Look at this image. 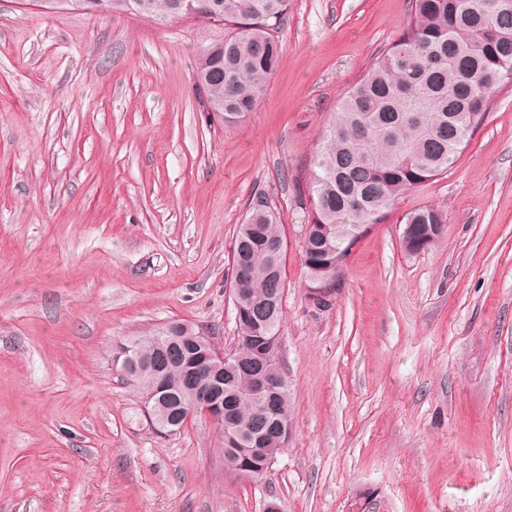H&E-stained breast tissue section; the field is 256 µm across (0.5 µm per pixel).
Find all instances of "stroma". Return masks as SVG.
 <instances>
[{"label":"stroma","instance_id":"obj_1","mask_svg":"<svg viewBox=\"0 0 512 512\" xmlns=\"http://www.w3.org/2000/svg\"><path fill=\"white\" fill-rule=\"evenodd\" d=\"M408 13L290 0L281 64L228 129L195 86L228 26L0 0V512H512V84L357 244L333 307L306 296L318 136ZM260 198L287 242L296 418L241 483L223 428L157 430L116 357L172 322L232 348V246ZM429 206L442 238L404 252ZM404 220L401 244L403 249L410 254L420 253L413 251L414 240L423 241L427 247H431L442 237L445 224H447L444 212L434 207L407 213Z\"/></svg>","mask_w":512,"mask_h":512}]
</instances>
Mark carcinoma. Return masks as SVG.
Instances as JSON below:
<instances>
[{"label": "carcinoma", "instance_id": "obj_1", "mask_svg": "<svg viewBox=\"0 0 512 512\" xmlns=\"http://www.w3.org/2000/svg\"><path fill=\"white\" fill-rule=\"evenodd\" d=\"M207 22L232 26L223 42L197 58L196 86L208 111L224 127L238 126L253 111L277 70L282 48L273 32L288 21V0H192ZM180 0H97L98 14L128 12L153 19L182 16ZM512 81V0H411L403 32L376 54L342 98L335 119L321 134L310 174L308 231L302 259L308 287L336 274L360 237L388 220V208L410 188L446 171L466 146V136L488 119L496 90ZM447 218L426 207L405 215L403 249L413 253L420 240L430 247L443 235ZM282 225L270 208L251 207L232 248L231 273L246 281L237 301L244 308L233 354L238 363L224 370V402L234 406L239 441L266 439L265 457L224 449V468L259 470L264 458L281 453L280 430L296 417L288 384L265 403L248 397L253 375L252 344L257 336H278L285 289ZM123 346L139 370L135 382L167 427L186 412L192 386L179 364L161 373L152 365L166 341L181 348L185 360L199 362V380L208 379L209 347L193 342L197 331L176 324Z\"/></svg>", "mask_w": 512, "mask_h": 512}]
</instances>
